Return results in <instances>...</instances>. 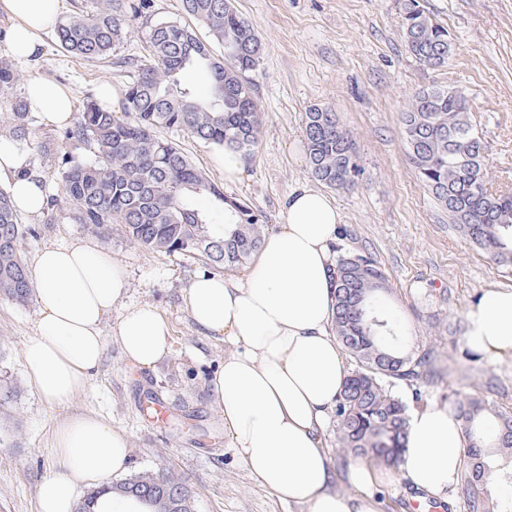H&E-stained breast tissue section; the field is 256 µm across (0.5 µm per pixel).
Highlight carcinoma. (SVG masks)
I'll return each instance as SVG.
<instances>
[{"mask_svg": "<svg viewBox=\"0 0 512 512\" xmlns=\"http://www.w3.org/2000/svg\"><path fill=\"white\" fill-rule=\"evenodd\" d=\"M184 21H160L148 33V56L131 60L122 121L97 102L84 106L66 140L90 148V157L68 153L60 172L63 200L75 219L105 234L113 224L148 250L196 253L223 269L247 264L264 245L266 221L247 201L227 196L179 148L157 136L159 129L184 130L197 140L249 157L258 144L260 111L254 84L245 73L257 70L263 45L233 0H180ZM207 30L210 41L199 36ZM55 35L66 51L87 61L107 59L126 36L120 0H105L57 21ZM402 32L411 55L424 67L448 64V31L408 0ZM224 47L216 57L210 43ZM190 69L207 80L197 90L181 84ZM466 94L434 86L415 92L402 113L408 157L423 184L448 213L455 231L485 251L498 265L512 267V193H486L484 148L469 123ZM31 113L15 100L9 136L23 141ZM305 144L309 173L330 188L350 189L361 175L354 143L331 109L306 113ZM205 198L209 207L198 200ZM25 235L9 192L0 188V295L18 303L31 294L30 272L18 254ZM333 330L355 363L336 398L339 460L353 457L400 470L409 429V407L399 393L420 381L435 384L442 374L420 354L398 342L397 319L376 307L386 279L377 262L362 253L343 252L334 272ZM448 402L464 422L466 447L457 499L463 512H495L488 490L496 480L512 482V471L497 457H512V414L496 409L479 393L448 388ZM185 488L172 473L141 472L99 487L78 502L75 512H93V503L112 493L136 500L135 489ZM143 512H194L191 497L158 498L140 504Z\"/></svg>", "mask_w": 512, "mask_h": 512, "instance_id": "obj_1", "label": "carcinoma"}]
</instances>
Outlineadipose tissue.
I'll list each match as a JSON object with an SVG mask.
<instances>
[{"instance_id":"ef3b65f1","label":"adipose tissue","mask_w":512,"mask_h":512,"mask_svg":"<svg viewBox=\"0 0 512 512\" xmlns=\"http://www.w3.org/2000/svg\"><path fill=\"white\" fill-rule=\"evenodd\" d=\"M59 2L0 0V10L14 20L6 38L16 59L39 54L41 34L57 20ZM26 103L48 127L72 117L70 93L45 78L29 82ZM1 183L17 211L43 210L48 183L33 172L26 149L0 136ZM341 222L327 194L298 189L245 281L200 275L184 292L194 322L233 347L213 391L235 456L258 486L305 512H374L368 488L383 478L362 464L353 470L357 493L329 488L325 429L348 375L343 351L329 332L336 266L331 245ZM32 285L39 320L23 352L26 371L47 405L63 407L99 366L105 347L101 324L125 294L126 282L104 251L73 242L36 255ZM117 336L124 358L144 369L169 351V325L148 306L127 308ZM463 342L488 358L512 356V286L477 295L465 312ZM463 448L462 420L447 406L429 404L410 415L401 472L416 489L447 499ZM53 449L65 473L40 483L39 512H73L80 488L105 483L124 468L130 452L123 431L89 414L60 422Z\"/></svg>"}]
</instances>
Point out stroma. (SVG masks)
<instances>
[{
  "label": "stroma",
  "mask_w": 512,
  "mask_h": 512,
  "mask_svg": "<svg viewBox=\"0 0 512 512\" xmlns=\"http://www.w3.org/2000/svg\"><path fill=\"white\" fill-rule=\"evenodd\" d=\"M136 2L123 0L127 38L100 62L66 52L50 31L42 37L43 54L25 62L13 59L0 39V59L11 61L16 74L12 89L0 92V134L9 126L12 102L35 78L69 90L78 112L97 100L101 84L123 94L130 76L124 59L145 54L152 24L182 17L179 0H150L142 12ZM419 2L448 31L445 67L425 68L410 54L401 27L405 0H236L264 47L262 64L251 75L262 116L257 147L243 161L239 180L229 184L215 147L184 132L167 130L163 136L222 184L226 195L260 210L272 234L280 228L288 194L315 184L306 159V113L316 105L336 112L363 167L354 188L328 191L343 218L336 245L375 258L387 284L379 302L398 313L406 348H434L435 365L446 377L445 384L418 393L401 388V396L416 409L444 403L452 388L478 391L512 412V357L472 362L461 353L468 304L483 288L512 286V268L498 266L450 227L409 160L401 121L415 91L462 88L470 121L483 139L489 182L512 189V0ZM61 133L35 119L23 143L56 203L38 215H19L30 229L19 246L21 258L29 265L43 247L88 241L112 258L128 291L102 324L106 348L98 371L63 409L40 400L24 367L23 351L36 334V298L18 304L0 297V512H38L39 484L63 472L52 448L54 431L64 418L82 413L125 432L131 448L126 475L179 476L194 512H304L258 487L224 434L212 381L232 347L199 328L183 301L196 276L218 274V267L191 253L137 246L118 224L102 237L76 223L61 199ZM133 305L155 308L170 326V353L151 369L127 362L115 335ZM150 398L168 406L165 421L148 420ZM374 490L378 512H411V502L425 497L392 470Z\"/></svg>",
  "instance_id": "obj_1"
}]
</instances>
